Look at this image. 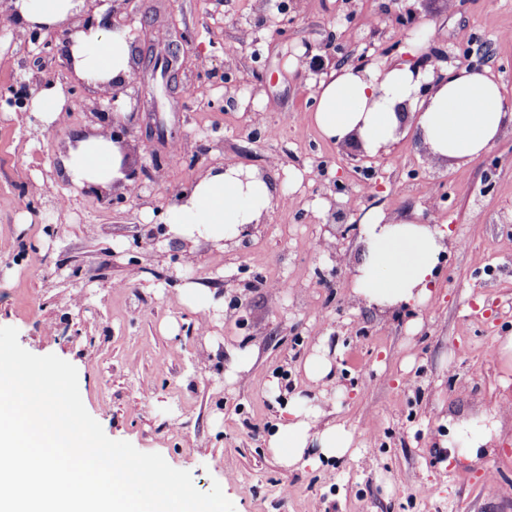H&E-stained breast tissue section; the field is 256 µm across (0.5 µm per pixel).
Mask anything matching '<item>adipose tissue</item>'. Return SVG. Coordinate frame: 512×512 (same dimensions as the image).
<instances>
[{
	"mask_svg": "<svg viewBox=\"0 0 512 512\" xmlns=\"http://www.w3.org/2000/svg\"><path fill=\"white\" fill-rule=\"evenodd\" d=\"M20 27L64 26L84 0H11ZM70 48L73 73L88 85L111 84L122 91L132 79L127 30L113 28L107 8L77 32ZM312 119L335 143L357 142L367 154L389 153L403 127H413L431 159L461 167L485 154L512 127V104L486 69L462 61L435 65L411 60L344 64L314 83ZM119 142L103 134L77 131L61 157L65 179L74 187L109 189L124 180ZM280 199L275 176L255 167L218 164L188 189L176 193L164 212L171 238L219 245L239 241L261 224ZM448 228L422 223L413 214L398 220L377 212L361 224L359 258L351 273L354 298L382 311L424 307L433 295L436 268L448 249ZM306 393L285 401L275 432L267 441L272 456L294 469L340 459L353 451V434L327 418L320 402L337 381L326 343L305 358ZM512 412L503 402L481 418L455 425L453 440L473 456L498 436L501 417Z\"/></svg>",
	"mask_w": 512,
	"mask_h": 512,
	"instance_id": "ef3b65f1",
	"label": "adipose tissue"
}]
</instances>
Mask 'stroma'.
I'll use <instances>...</instances> for the list:
<instances>
[{"label":"stroma","mask_w":512,"mask_h":512,"mask_svg":"<svg viewBox=\"0 0 512 512\" xmlns=\"http://www.w3.org/2000/svg\"><path fill=\"white\" fill-rule=\"evenodd\" d=\"M127 9L156 10L159 26L187 36L176 88L155 103L182 146L146 149L128 122L135 178L155 202L107 205L69 186L60 164L72 132L93 127L87 106L107 107L99 88L77 94L47 133L0 107V326L15 327L27 351L76 367L82 402L109 438L162 455L199 491L220 484L236 512H512V417L477 459L436 446L450 431L445 417L512 400L497 342L512 334V129L454 170L411 136L380 157L330 142L310 114L318 72L364 54L409 58L426 30L423 59L470 54L512 100V0H290L273 25L261 0H129ZM17 31L0 27V88L45 73L63 82L64 43L37 57ZM299 54L307 67H293ZM228 80L239 85L230 98ZM200 84L207 97L196 96ZM271 125L283 127L280 138L256 136ZM218 163L275 167L290 201L241 242L190 244L189 267L172 263L165 235L143 260L135 242L161 224L163 203ZM376 211H415L452 232L422 311L381 314L352 296L359 225ZM61 266L79 277L57 276ZM280 278L293 286L276 296L267 285ZM186 282L239 294L243 316L210 310L201 333L178 294ZM325 333L341 367L322 406L337 411L357 450L289 470L266 449L278 420L268 384L304 389L297 364ZM244 344L252 365L228 380L227 351ZM489 469L498 482L486 490ZM424 484L431 498L418 495Z\"/></svg>","instance_id":"obj_1"}]
</instances>
